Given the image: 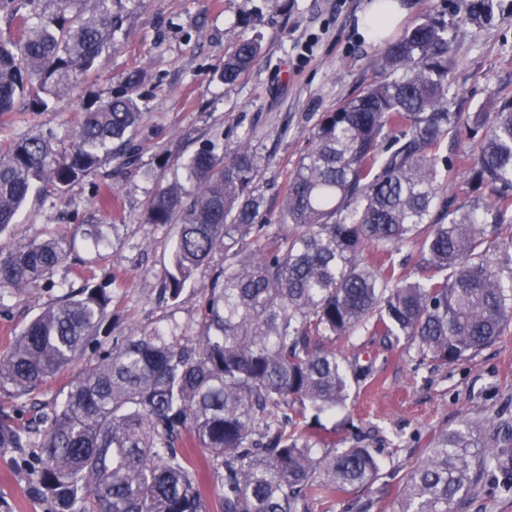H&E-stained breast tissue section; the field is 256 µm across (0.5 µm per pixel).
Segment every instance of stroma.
I'll return each mask as SVG.
<instances>
[{"label":"stroma","mask_w":512,"mask_h":512,"mask_svg":"<svg viewBox=\"0 0 512 512\" xmlns=\"http://www.w3.org/2000/svg\"><path fill=\"white\" fill-rule=\"evenodd\" d=\"M371 0H290L272 11L265 0H114L124 24L96 71L77 89L31 112L18 100L0 115V143L53 134L58 149H70L72 129L84 104L122 89L126 75L142 71L136 95L145 110L132 132L135 160L104 157L82 182L29 195L17 221L0 234V248L37 235L71 240V254L50 282L16 290L0 287V355L25 324L69 287L102 285L112 295L110 317L123 333L159 330L176 338L197 335L201 306L215 255L180 297L160 294L174 230L148 224L144 216L157 191L178 178V162L206 144L233 153L249 140L260 161L253 188L263 196L266 223H276L280 200L298 160L314 141L323 113L350 100L372 80L369 57L375 41L361 32ZM405 16L391 29L400 36L429 14L444 15L456 66L448 77V108L471 112L498 91L512 90V0H493L490 20L465 19L460 0H403ZM253 38L261 53L236 83L221 78L224 57L239 40ZM120 225L112 246L93 248L78 226ZM345 363L366 376L351 381L345 407L319 417L322 430L358 436L373 448L381 472L398 487L440 428L470 419L512 428V329L458 364L419 363L414 344L355 333L337 343ZM26 457L0 448V505L8 512H46L31 487ZM389 499L377 486L353 488L312 512H385Z\"/></svg>","instance_id":"stroma-1"}]
</instances>
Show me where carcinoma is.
I'll use <instances>...</instances> for the list:
<instances>
[{
	"label": "carcinoma",
	"mask_w": 512,
	"mask_h": 512,
	"mask_svg": "<svg viewBox=\"0 0 512 512\" xmlns=\"http://www.w3.org/2000/svg\"><path fill=\"white\" fill-rule=\"evenodd\" d=\"M0 0L14 22L0 37V114L16 100L45 112L98 66L121 28L112 0ZM473 20L490 0H462ZM448 22L423 17L371 56L373 80L322 115L315 145L296 164L278 215L261 222L259 160L247 144L227 156L205 145L182 162L184 181L158 190L146 224H172L162 272L180 296L218 252L199 332L181 342L158 331L114 336L112 296L83 286L48 306L0 356V384L32 397L90 354L64 399L24 424L0 408V448H36L32 473L48 512H207L203 471L224 470L222 512H310L380 476L375 451L309 432V411L345 405L349 379L325 342L364 331L415 344L421 359L454 364L512 325V92L488 108L448 111L455 64ZM260 46L242 39L221 78L236 82ZM140 74L83 107L68 153L34 135L0 146V234L37 184L66 189L100 164L129 159L144 112ZM466 167L461 182L453 166ZM414 243L417 276L392 255ZM69 245L36 236L0 250V284L50 278ZM468 421L441 431L399 487L393 512H454L482 480L512 491V431ZM327 452L318 456L315 450ZM183 448H201L199 461Z\"/></svg>",
	"instance_id": "cac0c4a2"
}]
</instances>
